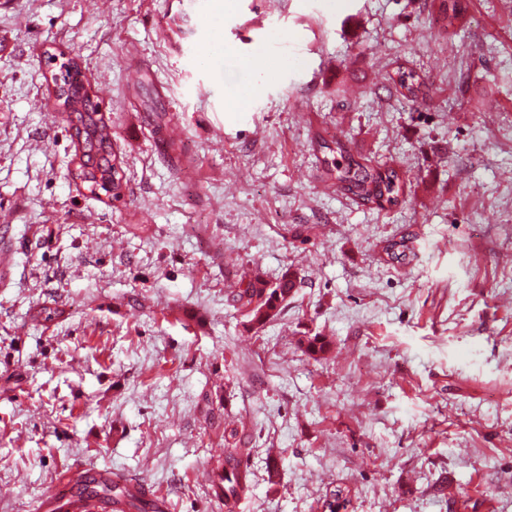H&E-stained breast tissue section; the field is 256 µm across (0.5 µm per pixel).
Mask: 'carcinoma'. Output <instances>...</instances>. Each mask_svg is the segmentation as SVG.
<instances>
[{
  "label": "carcinoma",
  "mask_w": 512,
  "mask_h": 512,
  "mask_svg": "<svg viewBox=\"0 0 512 512\" xmlns=\"http://www.w3.org/2000/svg\"><path fill=\"white\" fill-rule=\"evenodd\" d=\"M433 6L437 15L450 26L463 20L467 12V0H433ZM75 76H81V70L70 59L62 65L59 80L67 121L74 131L79 151V164L74 175L93 193L98 189L110 192L112 188L106 184L112 183L113 178L112 129L100 113L90 112L82 106L81 93L73 86ZM393 83L408 102L415 105L424 99L426 83L416 72L401 70ZM324 148L329 150V155L324 158L326 174L357 203L385 211L405 201L410 183L408 174L392 167H374L356 158L339 140L335 142V148L328 144ZM295 288L297 277L291 269H286L275 282L267 280L257 269L245 286L231 291L229 297L245 311L247 323L260 328L282 313ZM299 345L316 361L330 349V341L318 335L300 338ZM231 438L233 441H225L223 461L213 471V487L216 495L224 499V512H235L237 502L247 496L251 488L250 474L240 466L241 458L249 454V449L236 434H231Z\"/></svg>",
  "instance_id": "obj_1"
}]
</instances>
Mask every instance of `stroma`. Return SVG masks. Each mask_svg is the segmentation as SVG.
Instances as JSON below:
<instances>
[{
    "label": "stroma",
    "instance_id": "35a3bbf8",
    "mask_svg": "<svg viewBox=\"0 0 512 512\" xmlns=\"http://www.w3.org/2000/svg\"><path fill=\"white\" fill-rule=\"evenodd\" d=\"M431 10L0 0V512H58L66 471L224 512L228 429L251 438L236 512H323L339 485L348 512H512V0L449 30ZM71 58L120 199L71 175ZM338 139L408 172L400 206L328 179ZM254 268L299 282L256 330L227 299ZM396 91L413 105L424 99L426 83L424 79L412 70H401L393 78Z\"/></svg>",
    "mask_w": 512,
    "mask_h": 512
}]
</instances>
